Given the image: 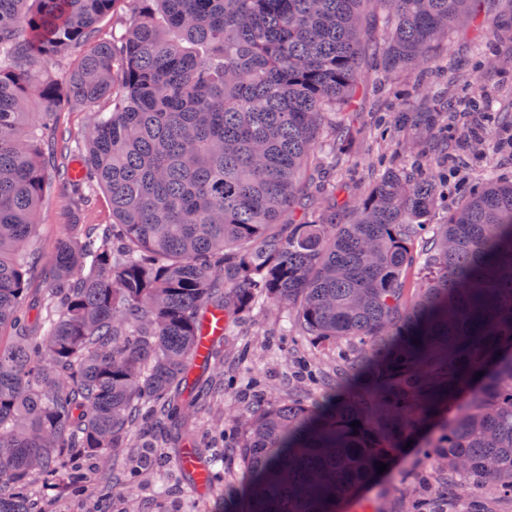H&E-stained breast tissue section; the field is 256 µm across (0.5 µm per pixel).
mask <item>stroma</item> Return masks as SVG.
<instances>
[{"label": "stroma", "mask_w": 512, "mask_h": 512, "mask_svg": "<svg viewBox=\"0 0 512 512\" xmlns=\"http://www.w3.org/2000/svg\"><path fill=\"white\" fill-rule=\"evenodd\" d=\"M478 18H462L443 40L442 53L448 58V73L436 75L433 69L401 71L396 82L414 89L417 97L453 98L481 88L492 111L507 116V124L497 131L498 138L512 137V0H484ZM364 80L369 90L355 106L354 122L363 132L348 140L336 159L337 177H347L351 169L367 172L377 158L392 162L395 157L416 154L426 158L432 146L426 137L399 133L395 138L381 141L370 130L372 113L389 111L386 92L375 88V73L368 70ZM94 107L66 105L54 119L70 147L83 143L84 135L95 121ZM495 170L500 178L512 180V153L494 149L484 143L467 165L448 170L449 186H468L484 178L487 170ZM89 200L74 205L70 191L61 177H53L41 200L38 216L36 248L38 263L27 275V300L37 303L45 292L52 259L59 241L74 224H108L112 221V204L107 193L99 187L90 188ZM288 310L276 306L253 310L242 322L230 328L224 338L225 375L236 377L235 392L218 397L206 410L190 418L180 431L203 456L215 453L219 439L239 436L240 419L247 413L254 396L244 382L257 375L264 385L263 398L267 404L278 405L297 398L301 392L293 376V368L282 336L283 319ZM456 416L455 411L441 409L427 425L412 438L411 447L401 450L384 473L376 475L359 496L345 502L342 512H407L405 494L421 487L424 475L433 474L441 457L439 438ZM138 442L120 449L118 456L104 454L90 469L88 490L82 498L72 499L58 491H45L41 500L45 512H94L99 499L98 489L109 482L113 464H124L140 457ZM245 465L237 458L224 462V491L221 496L195 492L188 480H164L156 468L144 470L140 484L133 491L118 496L112 502V512H243L242 494Z\"/></svg>", "instance_id": "1"}]
</instances>
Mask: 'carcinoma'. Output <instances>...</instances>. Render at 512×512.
Segmentation results:
<instances>
[{
	"mask_svg": "<svg viewBox=\"0 0 512 512\" xmlns=\"http://www.w3.org/2000/svg\"><path fill=\"white\" fill-rule=\"evenodd\" d=\"M0 0V512H38L35 485L84 494L83 462L151 428L163 435L224 389L221 343L196 362L202 314L224 329L286 305L312 345H353L331 379L291 347L322 400L254 403L241 457L248 512H339L432 413L466 397L426 491L493 512L512 497V181L448 208L461 110L493 136L484 98L375 118L382 138L424 131L434 157L377 169L358 199L314 161L349 135L338 115L385 79L436 64L433 46L470 0ZM38 57L75 58L63 79ZM64 103L101 104L84 151L56 172L102 187L112 226L62 238L29 321L26 275ZM483 375L476 376L477 372ZM358 421L360 425L350 426ZM210 490L224 488L206 460ZM142 477L126 466L100 512Z\"/></svg>",
	"mask_w": 512,
	"mask_h": 512,
	"instance_id": "1",
	"label": "carcinoma"
}]
</instances>
